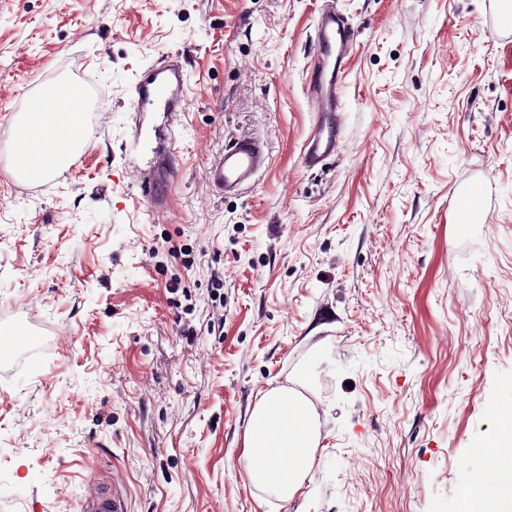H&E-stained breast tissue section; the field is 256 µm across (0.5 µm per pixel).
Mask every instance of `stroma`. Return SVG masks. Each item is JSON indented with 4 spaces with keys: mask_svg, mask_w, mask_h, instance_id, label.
<instances>
[{
    "mask_svg": "<svg viewBox=\"0 0 512 512\" xmlns=\"http://www.w3.org/2000/svg\"><path fill=\"white\" fill-rule=\"evenodd\" d=\"M359 36L343 136L301 164L323 0H0V512H79L122 474L127 512H459L512 399V40L498 0H333ZM180 55L187 108L133 115ZM56 82L93 138L49 182L12 174L16 121ZM242 135L271 164L220 195ZM174 154L150 213L134 164ZM479 185L460 230L454 191ZM304 389L321 446L284 502L247 477L261 392ZM270 165L264 141L242 136L225 146L206 171V179L219 194H237L250 187Z\"/></svg>",
    "mask_w": 512,
    "mask_h": 512,
    "instance_id": "35a3bbf8",
    "label": "stroma"
}]
</instances>
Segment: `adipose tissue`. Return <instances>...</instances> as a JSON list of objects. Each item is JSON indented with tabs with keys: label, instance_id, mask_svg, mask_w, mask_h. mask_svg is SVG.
<instances>
[{
	"label": "adipose tissue",
	"instance_id": "adipose-tissue-1",
	"mask_svg": "<svg viewBox=\"0 0 512 512\" xmlns=\"http://www.w3.org/2000/svg\"><path fill=\"white\" fill-rule=\"evenodd\" d=\"M81 90L71 84L45 89L34 98L16 140V166L40 180L62 174L89 134L80 108ZM500 433L488 450L478 480L462 490L463 512H512V412L500 414ZM320 429L306 398L285 388L261 393L245 438L250 483L279 499L302 490L313 466Z\"/></svg>",
	"mask_w": 512,
	"mask_h": 512
}]
</instances>
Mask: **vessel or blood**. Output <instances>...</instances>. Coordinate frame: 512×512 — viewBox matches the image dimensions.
<instances>
[{
  "label": "vessel or blood",
  "instance_id": "b4317fda",
  "mask_svg": "<svg viewBox=\"0 0 512 512\" xmlns=\"http://www.w3.org/2000/svg\"><path fill=\"white\" fill-rule=\"evenodd\" d=\"M357 41L355 29L333 7L318 15L313 42L312 67L306 84L313 123L303 144L301 163L313 170L327 165L335 156L341 138L338 117L341 105L340 75L346 58ZM187 73L179 58L172 57L144 73L132 87V109L136 112H168L180 117L187 106ZM270 165L264 141L251 136L237 138L225 146L206 171V179L219 194H236L250 187L257 175ZM168 166L158 159L136 167V186L150 212L163 209L170 199ZM457 224L477 220L482 202L477 188L460 191L451 202ZM119 474L93 479L81 498L80 512H126Z\"/></svg>",
  "mask_w": 512,
  "mask_h": 512
}]
</instances>
